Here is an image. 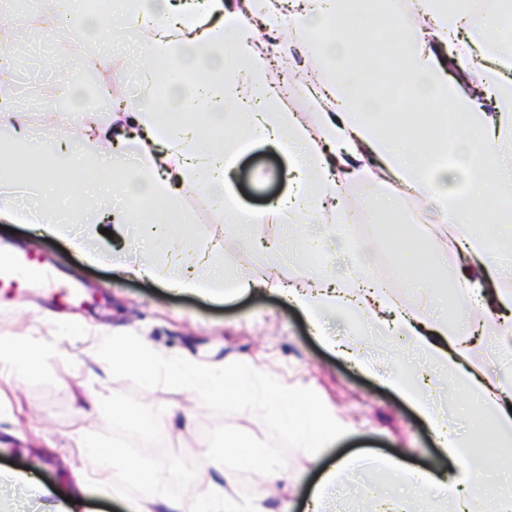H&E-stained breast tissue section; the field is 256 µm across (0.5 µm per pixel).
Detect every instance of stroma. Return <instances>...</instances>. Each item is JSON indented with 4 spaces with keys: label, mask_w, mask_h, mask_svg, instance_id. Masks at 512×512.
Masks as SVG:
<instances>
[{
    "label": "stroma",
    "mask_w": 512,
    "mask_h": 512,
    "mask_svg": "<svg viewBox=\"0 0 512 512\" xmlns=\"http://www.w3.org/2000/svg\"><path fill=\"white\" fill-rule=\"evenodd\" d=\"M9 36L29 50L38 44L54 47L49 55L29 57L21 79L13 84L11 107L28 113L36 125L38 103L52 98L59 65L68 51L82 49L83 41L29 26L10 29ZM285 167L283 156L255 144L242 157L235 177L243 203L258 210L287 194ZM83 235L91 247L100 249L98 260H90L67 240L0 220L1 249L11 247L44 260L43 275L28 279L24 288L0 289V336L19 337L43 357L21 379L0 371V469L33 471L45 483L83 489L88 512H127L139 494L135 486H79L75 440L88 434L124 448L147 468L161 472L167 496L181 502L184 512H195L221 479L205 458V431L224 422L266 437L265 426L253 413L220 418L184 390H139L129 381L108 377L95 349L103 335L124 332L138 334L166 356L219 365L241 361L283 385L310 388L345 427V435L326 446L318 462H310L304 451L291 452L276 492H268L256 475L234 476L229 493L238 506L260 499L269 512H304L321 473L354 453L398 456L413 468L445 466L447 459L434 435L411 407L329 350L283 298L222 292L211 298L175 295L162 285L113 272L109 252L101 248L99 227L84 226ZM219 263L230 273L285 282L309 273L302 260L233 242ZM61 284L80 286L83 302L57 298ZM159 412L170 417L165 443L144 446L142 423Z\"/></svg>",
    "instance_id": "obj_1"
}]
</instances>
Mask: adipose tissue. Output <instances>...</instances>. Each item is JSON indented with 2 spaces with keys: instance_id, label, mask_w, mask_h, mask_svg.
<instances>
[{
  "instance_id": "adipose-tissue-1",
  "label": "adipose tissue",
  "mask_w": 512,
  "mask_h": 512,
  "mask_svg": "<svg viewBox=\"0 0 512 512\" xmlns=\"http://www.w3.org/2000/svg\"><path fill=\"white\" fill-rule=\"evenodd\" d=\"M391 0H110L105 14L81 0H40L32 24L88 37L101 19L108 39L82 53L85 71H103L119 51L135 64L142 96L113 106L103 85L98 108L73 104L61 128L46 112L47 132L18 140L22 113L0 109V217L31 224L41 235L66 236L75 225L112 223L116 236L136 230L147 247L118 260V271L164 282L176 292L210 295L276 292L317 332L334 314H354L363 339H332L343 355L379 376L407 400L439 437L448 456L440 473L409 470L396 457H352L326 470L306 512H322L323 491L349 473L385 471L370 488L374 512H512V484L485 480V447L512 453V382L473 365V339L512 357V39L500 0L474 21L467 0H412L415 21L392 12ZM396 52L388 86L378 89L368 61L372 47ZM482 58L469 86L448 79V60ZM159 61L167 70L156 69ZM285 68L288 84H271ZM306 96L315 109L296 111ZM181 111L180 124L166 121ZM258 142L284 155L290 189L259 213L269 225L317 224L290 246L301 259L332 253L335 268H315L308 281L284 283L225 277L215 259L226 227L251 241L250 211L234 189L240 157ZM361 189L351 208L347 189ZM220 212L210 249L187 262L192 218L186 193ZM364 222L411 225L427 239L431 265L413 244L390 260L409 293L397 296L378 278L376 259L336 228L351 212ZM455 300L453 316L439 314ZM376 337L392 367L366 344ZM467 393L484 429L458 432L456 406ZM122 478L139 489L135 512H181L164 480L127 461ZM38 500L37 512H83L33 476L10 474Z\"/></svg>"
}]
</instances>
